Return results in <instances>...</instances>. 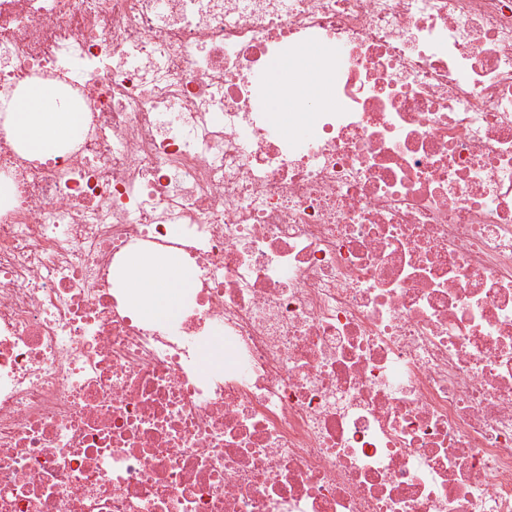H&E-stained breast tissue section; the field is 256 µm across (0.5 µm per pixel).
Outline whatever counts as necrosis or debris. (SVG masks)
<instances>
[{
	"label": "necrosis or debris",
	"mask_w": 512,
	"mask_h": 512,
	"mask_svg": "<svg viewBox=\"0 0 512 512\" xmlns=\"http://www.w3.org/2000/svg\"><path fill=\"white\" fill-rule=\"evenodd\" d=\"M32 83L84 121L0 114V512H512V0H0ZM133 249L193 267L172 323ZM326 64L320 47L309 48L303 61L285 55L272 62L273 79L267 90L269 111L276 112V118L287 128L288 118H300L312 105L324 107L332 103L331 88L322 78ZM301 65L311 72L295 73ZM82 119V112L68 106L52 86L34 83L8 103L6 129L30 155L54 157ZM118 278L132 306L147 321H165L178 312L192 271L175 251H133L126 255Z\"/></svg>",
	"instance_id": "1"
}]
</instances>
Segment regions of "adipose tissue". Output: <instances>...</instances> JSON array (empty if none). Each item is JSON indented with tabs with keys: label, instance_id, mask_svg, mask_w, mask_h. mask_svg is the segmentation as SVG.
Listing matches in <instances>:
<instances>
[{
	"label": "adipose tissue",
	"instance_id": "adipose-tissue-1",
	"mask_svg": "<svg viewBox=\"0 0 512 512\" xmlns=\"http://www.w3.org/2000/svg\"><path fill=\"white\" fill-rule=\"evenodd\" d=\"M326 60L319 47L304 58L283 56L271 65L273 79L267 90L270 111L279 121L301 117L312 106L333 100L323 79ZM82 124V114L68 106L50 85L34 83L8 104V135L35 157H54ZM118 278L132 306L147 321H165L178 312L192 272L174 251H133L126 255Z\"/></svg>",
	"mask_w": 512,
	"mask_h": 512
}]
</instances>
